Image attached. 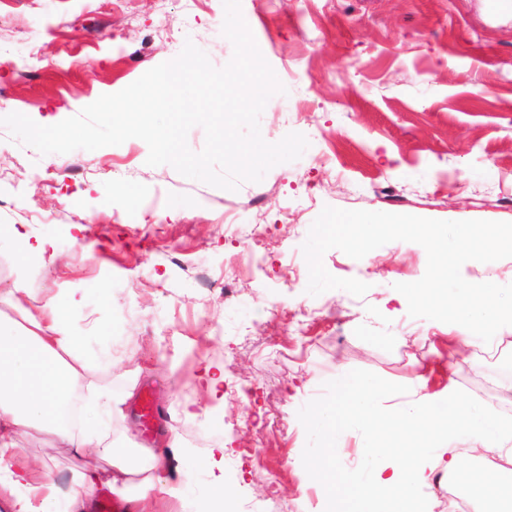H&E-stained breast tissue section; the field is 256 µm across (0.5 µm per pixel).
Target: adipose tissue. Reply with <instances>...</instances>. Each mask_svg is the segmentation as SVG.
Masks as SVG:
<instances>
[{
    "mask_svg": "<svg viewBox=\"0 0 512 512\" xmlns=\"http://www.w3.org/2000/svg\"><path fill=\"white\" fill-rule=\"evenodd\" d=\"M83 305V295L71 292L47 299L24 322L0 316V485L15 492L13 512H30V498L39 493L47 512H83L86 496L99 486L125 484L126 464L103 429L112 418L109 391H91L87 409L95 424L79 430L67 416L82 367L70 322ZM380 391L376 380L343 369L336 376L334 398L314 413L310 426L323 446L310 468L324 489L325 512H420L416 489L430 483L442 458L449 481L466 479L479 504L500 499L499 478L505 464H512L511 423L453 395L434 403L422 378L411 399L385 408L377 402ZM354 426L368 427L370 433L355 461L346 465L341 461L342 437ZM30 428L48 431L83 458L73 477L80 495L58 496L34 481L31 470L18 473L6 467ZM410 430L427 437V445L419 448L406 440ZM461 438L470 441L475 466H464L451 453V443Z\"/></svg>",
    "mask_w": 512,
    "mask_h": 512,
    "instance_id": "1",
    "label": "adipose tissue"
}]
</instances>
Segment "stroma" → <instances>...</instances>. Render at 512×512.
<instances>
[{
  "instance_id": "35a3bbf8",
  "label": "stroma",
  "mask_w": 512,
  "mask_h": 512,
  "mask_svg": "<svg viewBox=\"0 0 512 512\" xmlns=\"http://www.w3.org/2000/svg\"><path fill=\"white\" fill-rule=\"evenodd\" d=\"M240 2L286 88L267 102L261 134L309 142L260 182L228 191L148 166L137 138L43 155L0 126V198L13 202L0 226L51 243L20 267L15 242L0 240V292L24 277L22 305L32 311L84 292L72 318L78 349L89 375L123 401L109 440L134 469L140 449L173 436L180 445L157 482L135 475L118 495H143L147 512H192L210 484L208 453L220 446L240 512H321L308 460L322 441L310 420L343 369L391 395L422 375L431 395L452 391L512 420V398L494 385L483 348L464 346L446 323L409 316L399 301L396 284L425 274L421 245L393 241L359 260L328 250L330 274L369 284L361 298L308 294L302 252L327 206L512 222V17L490 16L485 0ZM223 20L222 0H0V117L59 123L174 59L188 40L224 67L233 46ZM49 166L65 179H38ZM204 269L234 273L232 303L196 284ZM283 308L305 309L302 324L279 317ZM207 366L224 373L219 397L198 381ZM147 385L168 412L151 437L132 412ZM44 440L30 431L22 462L73 491L80 459L47 451Z\"/></svg>"
}]
</instances>
